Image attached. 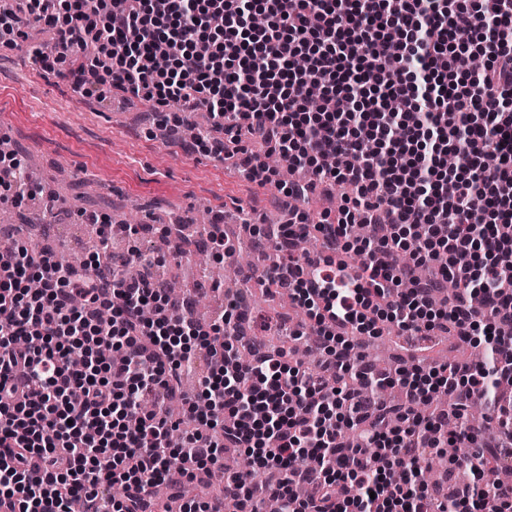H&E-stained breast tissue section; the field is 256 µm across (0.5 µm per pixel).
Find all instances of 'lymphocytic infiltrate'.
Masks as SVG:
<instances>
[{"mask_svg": "<svg viewBox=\"0 0 512 512\" xmlns=\"http://www.w3.org/2000/svg\"><path fill=\"white\" fill-rule=\"evenodd\" d=\"M0 31L39 33L41 68L69 64L84 96L107 85L158 112H208L194 146L236 145L247 178L294 203L329 181L352 190L335 216L313 224L293 205L255 241L283 254L262 277L314 319L320 376L285 351L239 360L237 301L206 326L192 301L100 255L63 267L47 247L0 250V507L157 512L154 484L203 480L228 447L280 473L269 494L282 512H512V491L478 476L448 497L419 477L430 454L476 443L469 402L512 380V0H13ZM466 54L486 59L476 77L457 67ZM452 150L463 161L451 170ZM274 154L310 179L273 182ZM312 225L320 250L296 253ZM342 252L359 265L335 261ZM400 252L413 264L395 266ZM451 280L454 295L434 303ZM175 306L176 322L164 316ZM383 322L480 336L491 358L428 367L407 348L381 369L360 338ZM200 347L226 365L203 377L208 410L189 404L196 427L176 441L164 407ZM350 370L363 389L328 383ZM386 385L405 394L392 412L373 395ZM442 392L453 406L424 419L420 404ZM348 419L362 424L350 445Z\"/></svg>", "mask_w": 512, "mask_h": 512, "instance_id": "obj_1", "label": "lymphocytic infiltrate"}]
</instances>
